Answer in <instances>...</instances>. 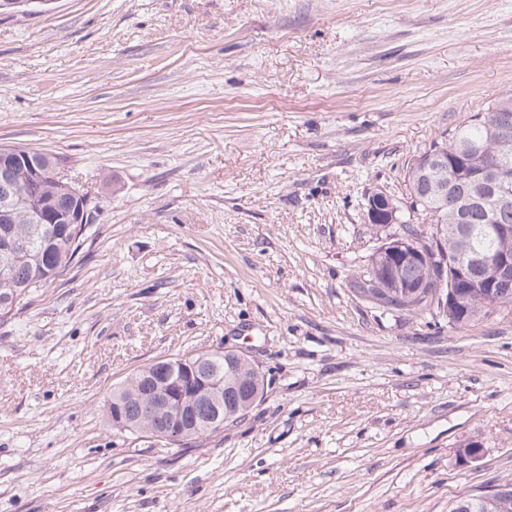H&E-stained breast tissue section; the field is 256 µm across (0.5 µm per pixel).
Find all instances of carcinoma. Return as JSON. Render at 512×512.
Here are the masks:
<instances>
[{
  "instance_id": "cac0c4a2",
  "label": "carcinoma",
  "mask_w": 512,
  "mask_h": 512,
  "mask_svg": "<svg viewBox=\"0 0 512 512\" xmlns=\"http://www.w3.org/2000/svg\"><path fill=\"white\" fill-rule=\"evenodd\" d=\"M512 96L497 99L469 120L442 134L429 149L451 162L459 154L473 150L476 163L456 172L458 185L448 197L441 198L438 184L448 171L424 170L410 164L406 170L407 196H415L418 213L429 218L428 224L401 225L408 248L420 253L415 260H405L383 251L379 245L371 263L357 283V293L387 311L411 316H438L452 328H464L485 316L490 309L512 305V279H498L495 268L482 259L504 251L512 253V237L498 234L482 219L478 209L462 212L458 198L479 172L501 162L512 166V134L501 137L496 129L504 124L512 128V111L505 102ZM15 234L26 239V252L19 261L0 256V295L9 293L21 300L31 289L43 288L63 277L71 268L87 238L88 225L81 226L83 235L75 240L65 232L63 224H46L40 234L28 236L25 224H11ZM477 257L472 274L491 288H473L455 278L448 261L463 251ZM251 392L264 394L265 377L259 367L247 361L237 363Z\"/></svg>"
}]
</instances>
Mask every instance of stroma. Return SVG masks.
I'll list each match as a JSON object with an SVG mask.
<instances>
[{
    "label": "stroma",
    "instance_id": "35a3bbf8",
    "mask_svg": "<svg viewBox=\"0 0 512 512\" xmlns=\"http://www.w3.org/2000/svg\"><path fill=\"white\" fill-rule=\"evenodd\" d=\"M512 96V0H51L0 16V147L93 220L0 324V512H450L512 482V309L463 329L354 290L413 159ZM247 352L207 437L113 429L143 366ZM466 440L486 457L459 463Z\"/></svg>",
    "mask_w": 512,
    "mask_h": 512
}]
</instances>
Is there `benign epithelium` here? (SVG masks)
<instances>
[{"label":"benign epithelium","instance_id":"benign-epithelium-1","mask_svg":"<svg viewBox=\"0 0 512 512\" xmlns=\"http://www.w3.org/2000/svg\"><path fill=\"white\" fill-rule=\"evenodd\" d=\"M30 170L27 191L18 196L14 185L15 169ZM57 184L58 191L46 193V182ZM512 166L504 164L496 172L495 188L480 197L485 220L494 221L512 208ZM68 196L73 205L59 207L57 197ZM368 221L371 224L402 223V208L393 197L380 190L368 197ZM88 201L74 184L64 181L45 159L11 148L0 150V224H85ZM223 350H195L178 358L157 360L139 369L124 396L112 397V427L139 430L154 438L179 442L193 434L220 428L227 401L240 400L245 392L244 378L233 367L226 372L213 366L210 358ZM486 449L477 441L457 448L459 462L468 465L480 461Z\"/></svg>","mask_w":512,"mask_h":512}]
</instances>
